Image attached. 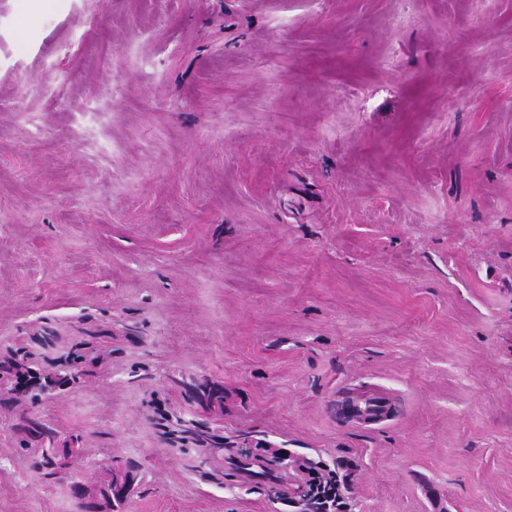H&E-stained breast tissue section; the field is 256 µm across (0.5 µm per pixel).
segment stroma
<instances>
[{"label": "stroma", "mask_w": 512, "mask_h": 512, "mask_svg": "<svg viewBox=\"0 0 512 512\" xmlns=\"http://www.w3.org/2000/svg\"><path fill=\"white\" fill-rule=\"evenodd\" d=\"M45 326L104 361L0 405V512H77L26 414L140 464L121 512H299L248 448L344 512H512V0H0V353ZM185 392L198 404L206 405L216 415L224 414V392L207 379L198 381L192 378L189 383L183 382ZM182 434H189V436H182L184 441L188 440L194 445L201 454L206 455L213 448H224V436L212 434L208 431L201 429V426L192 424L191 428L181 429ZM220 439L222 443L214 442L213 440Z\"/></svg>", "instance_id": "1"}]
</instances>
